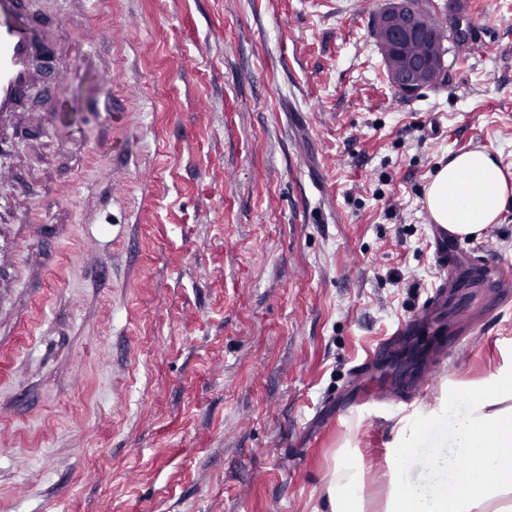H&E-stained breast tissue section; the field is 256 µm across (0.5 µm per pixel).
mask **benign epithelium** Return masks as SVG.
Listing matches in <instances>:
<instances>
[{
  "mask_svg": "<svg viewBox=\"0 0 512 512\" xmlns=\"http://www.w3.org/2000/svg\"><path fill=\"white\" fill-rule=\"evenodd\" d=\"M372 31L380 47L391 82L405 96L448 78L445 56L435 45L443 33L435 31L415 0H387L373 18ZM467 31L464 16L448 8V32Z\"/></svg>",
  "mask_w": 512,
  "mask_h": 512,
  "instance_id": "benign-epithelium-1",
  "label": "benign epithelium"
}]
</instances>
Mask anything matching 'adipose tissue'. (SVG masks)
Returning a JSON list of instances; mask_svg holds the SVG:
<instances>
[{"label":"adipose tissue","instance_id":"obj_1","mask_svg":"<svg viewBox=\"0 0 512 512\" xmlns=\"http://www.w3.org/2000/svg\"><path fill=\"white\" fill-rule=\"evenodd\" d=\"M512 202L489 152L449 157L426 191L435 223L479 238ZM399 467L385 472L378 507L364 492L362 458L341 453L326 485L327 512H512V347L476 380L443 383L432 402L394 426Z\"/></svg>","mask_w":512,"mask_h":512}]
</instances>
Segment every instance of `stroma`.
<instances>
[{
	"label": "stroma",
	"mask_w": 512,
	"mask_h": 512,
	"mask_svg": "<svg viewBox=\"0 0 512 512\" xmlns=\"http://www.w3.org/2000/svg\"><path fill=\"white\" fill-rule=\"evenodd\" d=\"M383 0H25L60 25L0 130L22 272L0 304V512H318L344 444L366 491L393 425L512 343V206L432 256L426 188L482 148L512 182V0L413 98L371 34ZM49 113L52 128L32 125ZM446 306L426 307L440 282ZM424 315L456 338L413 389L368 349ZM393 408L336 422L363 387Z\"/></svg>",
	"instance_id": "1"
}]
</instances>
